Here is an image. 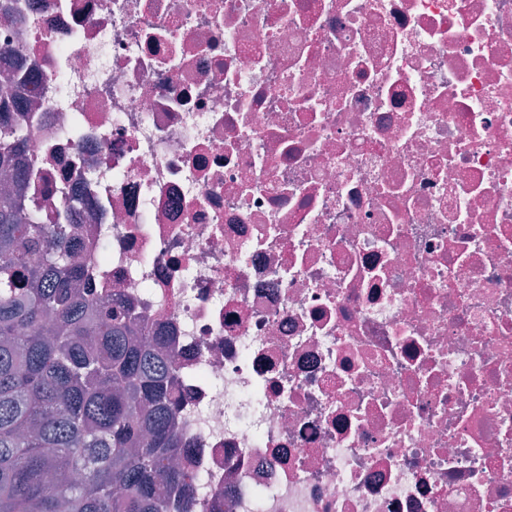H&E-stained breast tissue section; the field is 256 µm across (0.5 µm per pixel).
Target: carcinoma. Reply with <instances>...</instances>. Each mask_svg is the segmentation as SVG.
<instances>
[{"instance_id": "carcinoma-1", "label": "carcinoma", "mask_w": 512, "mask_h": 512, "mask_svg": "<svg viewBox=\"0 0 512 512\" xmlns=\"http://www.w3.org/2000/svg\"><path fill=\"white\" fill-rule=\"evenodd\" d=\"M0 104V171L27 137ZM66 224L0 193V512H196L174 464L172 361L75 291Z\"/></svg>"}]
</instances>
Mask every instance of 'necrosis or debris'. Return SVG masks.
<instances>
[{
    "mask_svg": "<svg viewBox=\"0 0 512 512\" xmlns=\"http://www.w3.org/2000/svg\"><path fill=\"white\" fill-rule=\"evenodd\" d=\"M7 2L19 192L197 512H512V0Z\"/></svg>",
    "mask_w": 512,
    "mask_h": 512,
    "instance_id": "4bbe7bcc",
    "label": "necrosis or debris"
}]
</instances>
